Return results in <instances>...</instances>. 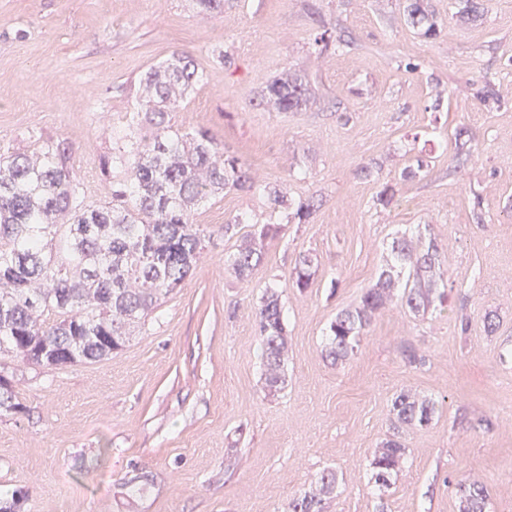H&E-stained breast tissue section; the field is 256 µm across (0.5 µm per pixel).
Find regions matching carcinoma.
<instances>
[{
	"label": "carcinoma",
	"mask_w": 512,
	"mask_h": 512,
	"mask_svg": "<svg viewBox=\"0 0 512 512\" xmlns=\"http://www.w3.org/2000/svg\"><path fill=\"white\" fill-rule=\"evenodd\" d=\"M403 16L417 34L441 32L425 0H405ZM320 52H341L345 43L321 32ZM204 72L186 52L174 53L139 79L134 109L123 134L112 135V153L101 172L112 178V200L85 201L83 184L67 165L70 147L48 139L31 152L0 153V354L44 368L96 362L122 349L160 301L195 270L206 228L191 216L228 189H255L247 169L206 131L188 133L171 114L204 82ZM311 99V86L295 71L274 77L259 105L294 112ZM272 212L286 223H304L314 198L293 201L279 186L261 188ZM278 224H253L228 266L246 280L263 260L265 241ZM389 259L360 302L336 315L327 331V356L350 358L379 312L399 291L407 311L425 316L448 304V248L431 237L403 233L392 238ZM314 260L301 254L292 287H310ZM265 390L274 395L287 377L288 342L279 293L266 289L254 309ZM20 403L0 376V409ZM437 402L410 392L392 400L391 434L374 451L372 478L391 485L406 455L402 436L431 423ZM336 472H322L288 501V512H325L336 491ZM461 512H486L487 490L479 482L456 486Z\"/></svg>",
	"instance_id": "carcinoma-1"
}]
</instances>
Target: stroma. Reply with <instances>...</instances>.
Instances as JSON below:
<instances>
[{"label": "stroma", "instance_id": "35a3bbf8", "mask_svg": "<svg viewBox=\"0 0 512 512\" xmlns=\"http://www.w3.org/2000/svg\"><path fill=\"white\" fill-rule=\"evenodd\" d=\"M429 4L443 28L427 40L402 0H226L215 18L191 0H0V146L66 140L87 202L110 198L100 163L140 76L176 51L206 79L174 122L208 131L258 184L317 201L242 281L227 269L224 226L240 214L269 223L270 210L260 193L225 191L193 216L211 234L193 275L121 352L56 369L8 362L0 372L22 409L0 411V497L20 492L18 512H283L332 469L327 512H459L465 480L486 486L487 512H512V0H479L471 24L456 21L455 0ZM321 23L342 53H315ZM289 69L314 100L259 106ZM461 126L473 150L453 175L445 142ZM418 154L425 175L399 181ZM392 181L393 203L378 205ZM404 230L447 244V309L416 317L393 303L333 364L330 321L359 302ZM302 253L318 261L303 292L289 285ZM269 287L288 336L287 383L273 396L251 315ZM404 390L440 410L406 434L382 491L370 462Z\"/></svg>", "mask_w": 512, "mask_h": 512}]
</instances>
